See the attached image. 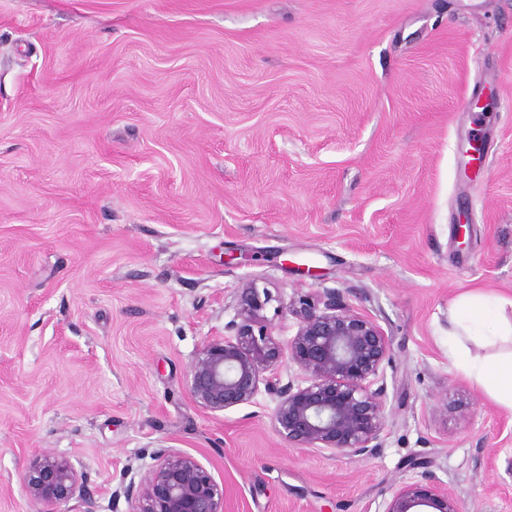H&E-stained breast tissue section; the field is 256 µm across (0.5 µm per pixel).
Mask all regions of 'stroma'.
I'll list each match as a JSON object with an SVG mask.
<instances>
[{"instance_id": "35a3bbf8", "label": "stroma", "mask_w": 512, "mask_h": 512, "mask_svg": "<svg viewBox=\"0 0 512 512\" xmlns=\"http://www.w3.org/2000/svg\"><path fill=\"white\" fill-rule=\"evenodd\" d=\"M251 280L281 338L324 288L389 336L376 457L288 447L263 392L192 400ZM474 291L512 296V0H0V512H35L41 453L105 505L166 448L224 512H382L402 481L512 512V409L448 353Z\"/></svg>"}]
</instances>
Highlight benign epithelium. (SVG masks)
Returning <instances> with one entry per match:
<instances>
[{
    "label": "benign epithelium",
    "instance_id": "obj_1",
    "mask_svg": "<svg viewBox=\"0 0 512 512\" xmlns=\"http://www.w3.org/2000/svg\"><path fill=\"white\" fill-rule=\"evenodd\" d=\"M272 301L255 280L237 289L225 335L206 340L191 364L194 402L219 413L253 403L263 390L276 400L271 427L288 447L376 455L388 421L389 336L340 290L325 288L291 305L296 331L284 342L263 315ZM285 366L297 373L284 384ZM21 482L35 512H62L72 500L80 512H102L83 475L52 453L35 456ZM122 497L134 503L131 512H224V489L198 460L173 450L158 454L139 482L116 489L112 504ZM383 512H465V505L450 487L406 482L392 490Z\"/></svg>",
    "mask_w": 512,
    "mask_h": 512
}]
</instances>
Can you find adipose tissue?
Instances as JSON below:
<instances>
[{"label": "adipose tissue", "mask_w": 512, "mask_h": 512, "mask_svg": "<svg viewBox=\"0 0 512 512\" xmlns=\"http://www.w3.org/2000/svg\"><path fill=\"white\" fill-rule=\"evenodd\" d=\"M504 349L485 357L471 356L459 337ZM448 339L458 368L473 377L497 402L512 408V298L496 293L469 292L448 307Z\"/></svg>", "instance_id": "adipose-tissue-1"}]
</instances>
